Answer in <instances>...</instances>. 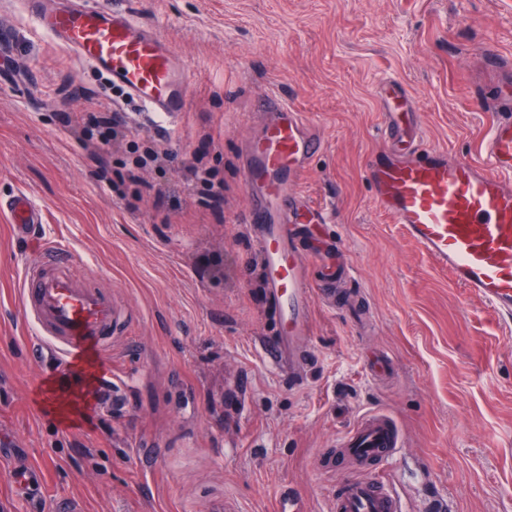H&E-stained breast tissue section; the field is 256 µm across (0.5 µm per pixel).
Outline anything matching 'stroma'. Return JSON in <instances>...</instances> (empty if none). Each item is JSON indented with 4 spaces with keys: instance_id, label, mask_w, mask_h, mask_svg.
<instances>
[{
    "instance_id": "35a3bbf8",
    "label": "stroma",
    "mask_w": 512,
    "mask_h": 512,
    "mask_svg": "<svg viewBox=\"0 0 512 512\" xmlns=\"http://www.w3.org/2000/svg\"><path fill=\"white\" fill-rule=\"evenodd\" d=\"M131 11L187 69L188 109L170 136L99 71L43 33L22 0H0V198L30 192L46 221L12 239L0 217V512H272L292 489L307 512H329L351 467L325 470L336 439L372 411L389 413L406 446L369 475L387 478L409 512L433 499L448 512H512V321L453 284L372 201L365 165L382 145L381 85L402 84L424 136L478 158L495 118L482 57L512 64V0H93ZM276 94L319 128L323 149L292 187L295 206L327 209L367 321L313 299L310 359L300 383L267 363L274 335L262 259L245 224L244 167ZM109 104L138 141L174 159L160 184L166 216L127 209L95 175L111 150L85 144L77 121ZM218 168L224 198L204 205L183 169ZM69 249L87 283L111 294L119 321L109 377L124 398L71 417L48 401L62 381L29 355L34 328L18 302L22 266L41 244ZM391 360L373 377L375 356ZM42 472L39 501L8 470Z\"/></svg>"
}]
</instances>
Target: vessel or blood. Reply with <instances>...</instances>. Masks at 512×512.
<instances>
[{
    "label": "vessel or blood",
    "mask_w": 512,
    "mask_h": 512,
    "mask_svg": "<svg viewBox=\"0 0 512 512\" xmlns=\"http://www.w3.org/2000/svg\"><path fill=\"white\" fill-rule=\"evenodd\" d=\"M38 29L78 60L124 87L165 123L187 108L183 66L156 34L129 12L96 8L91 0H68L55 11H37ZM380 127L405 152L381 149L366 173L373 201L433 265L504 319L512 318V84L502 86L479 159L459 160L426 141L414 100L395 81L382 91ZM277 116L253 146L244 173L255 186L245 214L265 264V287L282 327L265 337L269 363L302 379L311 333L314 295H327L331 281L310 278L311 256L300 244L304 216L325 222V207L300 213L288 188L297 184L322 146L317 126L300 112L275 105ZM16 237L43 221L41 206L27 193L0 199ZM20 304L34 326L35 352L50 365L71 367L86 378L99 360L112 356L115 310L112 297L87 285L73 270L68 250L45 246L22 269ZM404 435L388 414L362 416L336 441L335 456L351 461L359 475L341 482L332 512H406L386 483L364 476L373 462L393 457Z\"/></svg>",
    "instance_id": "vessel-or-blood-1"
}]
</instances>
